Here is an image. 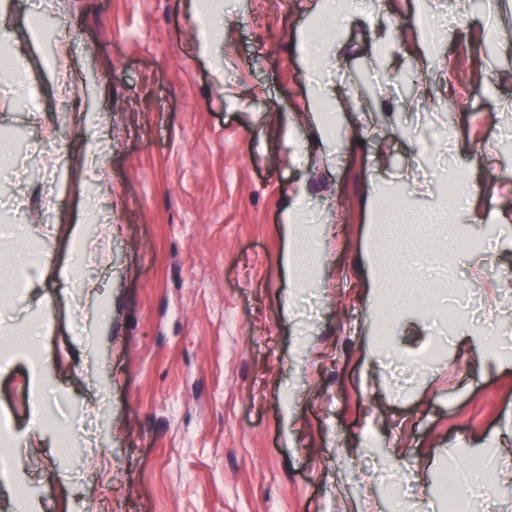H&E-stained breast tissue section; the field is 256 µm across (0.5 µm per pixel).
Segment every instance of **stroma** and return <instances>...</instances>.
Wrapping results in <instances>:
<instances>
[{
	"instance_id": "1",
	"label": "stroma",
	"mask_w": 512,
	"mask_h": 512,
	"mask_svg": "<svg viewBox=\"0 0 512 512\" xmlns=\"http://www.w3.org/2000/svg\"><path fill=\"white\" fill-rule=\"evenodd\" d=\"M52 2L0 0V419L46 410L0 512H444L446 474L485 512L474 458L512 512V0H346L333 24L327 0H212L205 52L193 0ZM395 205L415 222L378 223ZM77 218L107 262L70 255ZM376 263L412 301L384 306ZM55 59V66H50L47 64L50 78L57 86L60 87V89H66L68 91L67 77H69V74L76 67V60L69 55H62V58L55 57ZM295 210L287 209L283 218L284 249L281 255V263L289 277L294 281L302 279L308 272L302 258V239L298 224L293 216Z\"/></svg>"
}]
</instances>
